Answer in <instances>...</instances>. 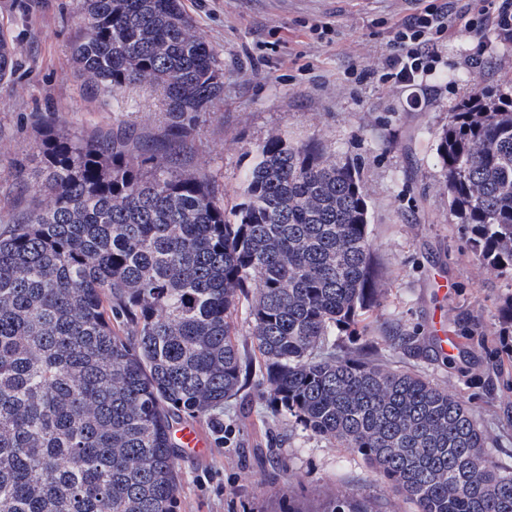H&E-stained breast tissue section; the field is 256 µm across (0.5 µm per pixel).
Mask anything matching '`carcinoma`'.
<instances>
[{"mask_svg":"<svg viewBox=\"0 0 512 512\" xmlns=\"http://www.w3.org/2000/svg\"><path fill=\"white\" fill-rule=\"evenodd\" d=\"M71 54L108 96L162 88L150 145L120 119L84 135L45 118L34 206L0 227V512H173V421L224 431L251 363L262 399L359 455L416 512H512V469L474 407L369 356L386 297L358 167L270 137L228 213L178 150L224 91L180 0H76ZM20 67L0 33V82ZM448 209L475 259L512 274V95L475 88L437 136ZM363 339L336 352V332ZM325 512H374L338 488Z\"/></svg>","mask_w":512,"mask_h":512,"instance_id":"cac0c4a2","label":"carcinoma"}]
</instances>
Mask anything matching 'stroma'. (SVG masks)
Returning <instances> with one entry per match:
<instances>
[{
  "label": "stroma",
  "instance_id": "stroma-1",
  "mask_svg": "<svg viewBox=\"0 0 512 512\" xmlns=\"http://www.w3.org/2000/svg\"><path fill=\"white\" fill-rule=\"evenodd\" d=\"M195 30L214 48L224 94L204 112L183 148V171L206 169L240 200L257 148L280 134L359 162L367 187L375 263L387 290L372 318L379 358L418 370L469 400L489 449L512 466V342L502 314L512 276L476 261L440 187L435 137L471 88L512 89V36L493 28L449 31L417 92L391 88L372 60L409 0H183ZM326 26L320 41L312 24ZM0 30L22 63L0 82V224L25 203L13 173L32 165L47 113L57 130L86 132L128 119L144 139L168 121L159 90L132 85L107 97L85 93L71 59L78 32L74 0H0ZM474 333L452 360L430 343L439 330ZM259 372L224 406L229 442L210 422L207 446L179 451L175 512H324L337 485L380 512H413L360 457L275 418L261 399Z\"/></svg>",
  "mask_w": 512,
  "mask_h": 512
}]
</instances>
